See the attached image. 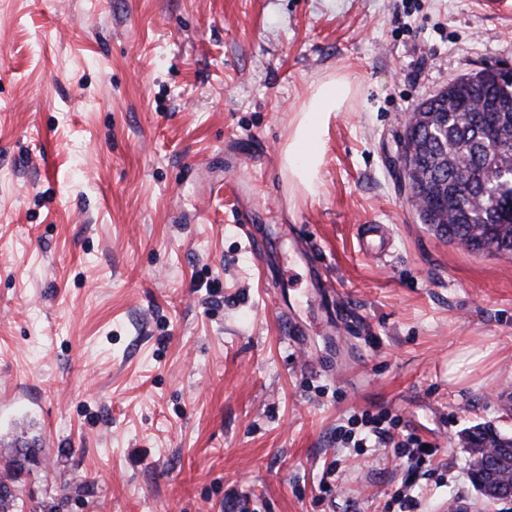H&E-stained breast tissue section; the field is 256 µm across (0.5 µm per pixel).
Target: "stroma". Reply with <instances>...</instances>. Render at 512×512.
Wrapping results in <instances>:
<instances>
[{"label": "stroma", "mask_w": 512, "mask_h": 512, "mask_svg": "<svg viewBox=\"0 0 512 512\" xmlns=\"http://www.w3.org/2000/svg\"><path fill=\"white\" fill-rule=\"evenodd\" d=\"M501 62L477 0H0V477L33 439L58 512H488L461 435L512 433V258L435 235L393 166L418 103ZM365 412L432 456L358 452ZM354 82L339 75L315 85L302 102L293 121L288 144L282 154V167L288 180L313 194L322 163L321 145L333 112H340L350 97Z\"/></svg>", "instance_id": "1"}]
</instances>
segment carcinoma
Here are the masks:
<instances>
[{
  "label": "carcinoma",
  "instance_id": "obj_1",
  "mask_svg": "<svg viewBox=\"0 0 512 512\" xmlns=\"http://www.w3.org/2000/svg\"><path fill=\"white\" fill-rule=\"evenodd\" d=\"M449 112H478V120L453 119L448 135L437 136L423 125L410 130L420 147L425 207L417 212L421 223L450 242L475 252L512 256V182L494 177L491 166L500 163L487 139L488 123L512 116V76L478 71L448 82L440 90ZM467 447L497 443L493 471L512 468V436L490 427L474 426L465 432ZM0 481V512H14L18 497L8 487L19 481L23 463L8 465Z\"/></svg>",
  "mask_w": 512,
  "mask_h": 512
}]
</instances>
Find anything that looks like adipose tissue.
Instances as JSON below:
<instances>
[{
  "label": "adipose tissue",
  "mask_w": 512,
  "mask_h": 512,
  "mask_svg": "<svg viewBox=\"0 0 512 512\" xmlns=\"http://www.w3.org/2000/svg\"><path fill=\"white\" fill-rule=\"evenodd\" d=\"M353 85L349 76H335L315 85L302 102L282 154V167L287 171L291 185L308 193L314 192L322 163L321 145L330 118L341 111Z\"/></svg>",
  "instance_id": "adipose-tissue-1"
}]
</instances>
